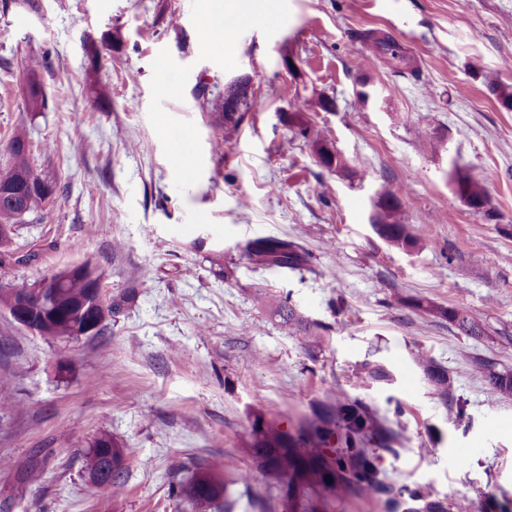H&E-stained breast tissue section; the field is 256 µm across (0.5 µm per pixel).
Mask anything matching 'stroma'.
Segmentation results:
<instances>
[{
	"mask_svg": "<svg viewBox=\"0 0 512 512\" xmlns=\"http://www.w3.org/2000/svg\"><path fill=\"white\" fill-rule=\"evenodd\" d=\"M210 0H0V152L29 130L28 160L65 191L18 226L0 286L21 287L83 263L109 294L136 298L102 336L46 339L0 309V512H175L167 473L191 456L218 459L231 512H280L260 475L241 481L255 413L296 432L336 394L364 400L396 432L377 461L389 493L345 496L330 512H413L409 493L448 512H512V395L472 376L475 360L512 373V111L484 75L512 85V0H279L232 57L208 50ZM26 26L14 24L17 13ZM391 31L417 76L357 65L354 31ZM44 62L47 107L29 111L25 66ZM297 68L288 71L287 58ZM247 76L250 108L225 122L224 88ZM373 99L359 104L360 78ZM336 109L323 111V98ZM303 113L342 155L321 166L288 124ZM191 130L195 176L166 133ZM460 165L486 189L493 218L449 183ZM400 199L419 246L378 238L379 189ZM287 238L302 270L247 258L257 238ZM224 250V275L210 270ZM462 306L474 338L401 305ZM281 297L324 324L310 349L272 316ZM443 367L453 401L419 368ZM392 374L365 385L360 365ZM107 432L129 463L121 495L93 486L78 440ZM470 449L458 463V449ZM48 455L46 476L17 471Z\"/></svg>",
	"mask_w": 512,
	"mask_h": 512,
	"instance_id": "stroma-1",
	"label": "stroma"
}]
</instances>
